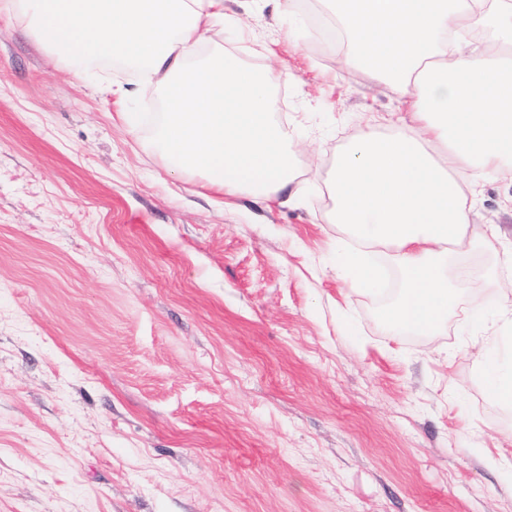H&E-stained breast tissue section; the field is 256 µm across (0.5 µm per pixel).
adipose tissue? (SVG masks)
I'll list each match as a JSON object with an SVG mask.
<instances>
[{
    "label": "adipose tissue",
    "instance_id": "ef3b65f1",
    "mask_svg": "<svg viewBox=\"0 0 512 512\" xmlns=\"http://www.w3.org/2000/svg\"><path fill=\"white\" fill-rule=\"evenodd\" d=\"M325 3L347 45L342 67L389 87L404 110L337 152L329 219L357 243L347 266L358 287L379 281L365 248L390 251L404 288L380 321L430 336L470 277H448L471 222L464 174L512 180V0ZM22 11L44 46L75 63L121 60L156 81V144L173 170L228 198L298 192L295 142L271 110L279 74L226 51L194 56L223 22L224 0H23ZM479 28L492 43L465 52L459 32Z\"/></svg>",
    "mask_w": 512,
    "mask_h": 512
}]
</instances>
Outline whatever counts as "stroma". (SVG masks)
Segmentation results:
<instances>
[{"label":"stroma","mask_w":512,"mask_h":512,"mask_svg":"<svg viewBox=\"0 0 512 512\" xmlns=\"http://www.w3.org/2000/svg\"><path fill=\"white\" fill-rule=\"evenodd\" d=\"M224 13L207 47L282 75L295 199L225 206L160 158L136 65L77 72L0 8V512H512L481 357L512 336V182L477 188L465 310L389 330L400 273L372 250L380 290L348 286L325 180L394 94L338 70L323 0Z\"/></svg>","instance_id":"35a3bbf8"}]
</instances>
